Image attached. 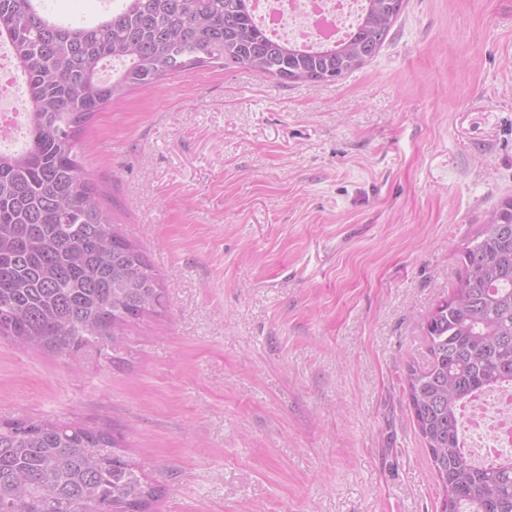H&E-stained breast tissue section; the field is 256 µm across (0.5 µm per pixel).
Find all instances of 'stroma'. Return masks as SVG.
I'll use <instances>...</instances> for the list:
<instances>
[{
	"label": "stroma",
	"mask_w": 512,
	"mask_h": 512,
	"mask_svg": "<svg viewBox=\"0 0 512 512\" xmlns=\"http://www.w3.org/2000/svg\"><path fill=\"white\" fill-rule=\"evenodd\" d=\"M84 137L165 307L114 358L0 338V420L122 432L155 512H440L405 374L512 196V0H405L341 79L192 69Z\"/></svg>",
	"instance_id": "35a3bbf8"
}]
</instances>
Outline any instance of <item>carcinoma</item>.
<instances>
[{
  "label": "carcinoma",
  "instance_id": "obj_1",
  "mask_svg": "<svg viewBox=\"0 0 512 512\" xmlns=\"http://www.w3.org/2000/svg\"><path fill=\"white\" fill-rule=\"evenodd\" d=\"M65 22L32 0H0V43L25 80V143L0 150V336L57 356L124 346L163 306L142 249L112 223L82 165L97 113L176 73L237 65L282 83L332 81L381 49L404 0H365L334 42L307 47L259 25L252 0H112ZM122 63L110 80L106 60ZM462 271L427 317V363L407 365L408 399L442 490L441 512H512V455L476 464L461 437L470 397L512 384V198L461 250ZM156 481L120 437L53 420L0 421V512H151Z\"/></svg>",
  "mask_w": 512,
  "mask_h": 512
}]
</instances>
